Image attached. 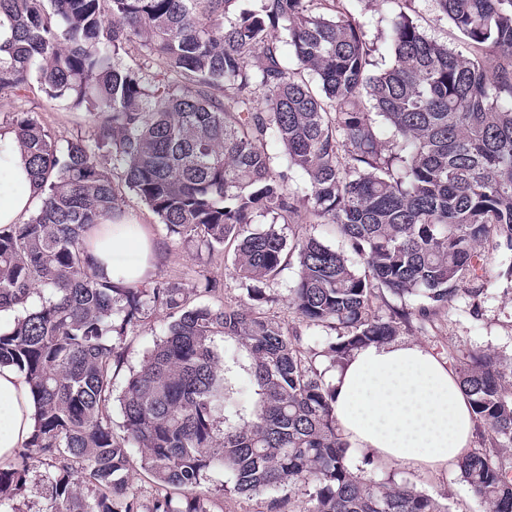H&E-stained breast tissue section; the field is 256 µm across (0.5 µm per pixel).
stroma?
Here are the masks:
<instances>
[{"label": "stroma", "instance_id": "1", "mask_svg": "<svg viewBox=\"0 0 512 512\" xmlns=\"http://www.w3.org/2000/svg\"><path fill=\"white\" fill-rule=\"evenodd\" d=\"M17 110L38 113L45 124L65 138L86 135L92 125L85 112L52 106L33 88L0 100L1 114ZM122 210L133 223L145 226L153 236L157 246L153 277L191 289L206 276L217 282L219 290L204 296V303L233 305L247 302V291L233 273L232 249L221 247L208 254L197 252L193 245L178 243L133 194H126ZM477 253L480 257L477 279H465L462 288L433 322L423 324L412 320L410 328L401 331L400 340L419 343L447 361L471 350L493 352L506 360L512 358V252L494 251L484 245L478 247ZM297 271L296 257H289L288 266L279 279L265 285L264 298L257 301L256 308L288 329L296 330L303 349H317L323 342L324 330L301 322L288 304V287ZM165 321L164 313H155L146 324L135 327L124 338L119 350L121 360L113 368L115 391H122L130 372L139 366ZM348 462L365 478L391 479L414 487L447 505L448 512L487 510L486 505L473 496L456 468L430 475L370 458L367 452L357 449L349 450ZM231 486L230 473L211 471L196 492L206 500L209 512H306L308 508L306 496L300 493L291 495L283 490L248 498L233 493Z\"/></svg>", "mask_w": 512, "mask_h": 512}]
</instances>
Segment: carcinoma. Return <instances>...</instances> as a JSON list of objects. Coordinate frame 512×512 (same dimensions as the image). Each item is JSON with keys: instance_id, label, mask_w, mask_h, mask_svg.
<instances>
[{"instance_id": "1", "label": "carcinoma", "mask_w": 512, "mask_h": 512, "mask_svg": "<svg viewBox=\"0 0 512 512\" xmlns=\"http://www.w3.org/2000/svg\"><path fill=\"white\" fill-rule=\"evenodd\" d=\"M365 1L252 0L235 13L238 0H0L11 32L0 97L34 83L93 122L64 140L34 112L5 119L41 203L0 225V312H18L0 331V365L25 375L39 418L0 465V512H17L32 460L48 468L51 512H208L194 491L217 470L240 495L301 492L306 512H448L351 469L332 386L281 322L247 303L191 307L168 280L117 282L87 245L120 213L124 187L175 240L233 245L244 284L278 279L285 228L334 224L362 268L298 237L288 295L302 321L329 330L321 356L336 364L409 322L375 314L384 293L420 300L429 320L476 270L477 244L511 250L512 0H427L465 53L414 23L415 0H382L397 10L391 62L377 71ZM134 52L135 68L124 62ZM291 171L306 191L291 188ZM158 311L168 322L121 391L118 441L117 344ZM454 371L483 428L456 467L489 512H512V362L470 352ZM136 462L157 488L148 505L128 487Z\"/></svg>"}]
</instances>
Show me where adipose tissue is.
Here are the masks:
<instances>
[{"label": "adipose tissue", "mask_w": 512, "mask_h": 512, "mask_svg": "<svg viewBox=\"0 0 512 512\" xmlns=\"http://www.w3.org/2000/svg\"><path fill=\"white\" fill-rule=\"evenodd\" d=\"M0 169L14 188L0 197V224L25 220L40 199L15 135L0 127ZM91 250L113 279L135 286L155 260L148 229L126 220L103 221L89 234ZM336 425L350 447L432 474L455 465L470 450L472 405L455 372L424 346L402 341L369 344L337 366L331 380ZM36 405L23 373L0 365V465L30 439Z\"/></svg>", "instance_id": "1"}]
</instances>
